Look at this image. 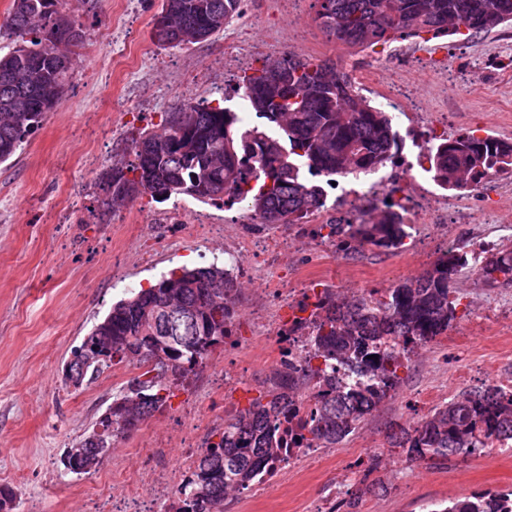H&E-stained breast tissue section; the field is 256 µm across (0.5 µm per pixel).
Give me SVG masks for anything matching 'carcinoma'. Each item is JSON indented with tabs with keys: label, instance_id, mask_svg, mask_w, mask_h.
<instances>
[{
	"label": "carcinoma",
	"instance_id": "carcinoma-1",
	"mask_svg": "<svg viewBox=\"0 0 512 512\" xmlns=\"http://www.w3.org/2000/svg\"><path fill=\"white\" fill-rule=\"evenodd\" d=\"M241 0H163L162 48L199 42L196 26L211 21L208 36L224 31L239 14ZM315 25L348 48L387 45L430 35L469 37L512 24V0H315ZM67 0H12L0 36L16 45L0 55V163L13 158L61 101L73 59L53 50L52 38L74 28ZM244 100L261 119L239 126L237 113L219 104H185L181 124L165 117L157 131L133 141L134 160L98 178L102 204L114 208L150 196L156 203L189 196L232 207L246 203L252 219L266 227L293 224L324 207L338 173L358 176L398 159L403 140L389 113L370 104L335 64L313 63L290 54L264 63L242 79ZM424 162L432 180L446 190L475 188L486 176L512 175V140L476 131L434 140ZM146 183L131 199L120 187ZM168 191L162 198L155 188ZM336 249L353 258L367 246L392 251L410 238L409 225L388 207L369 224H331ZM463 269L487 288L512 285V247L493 246L479 257L447 249L414 279L340 299L326 291L314 303V326L306 368L290 364L281 386L243 412L224 419L218 442L203 450L168 512H224L227 492L252 484L262 465L283 453L277 423L301 406L312 391V413L299 439L334 448L353 433L398 384V371L416 350L448 332L461 318L463 296L452 285ZM240 283L222 267L172 271L154 285L116 302L88 336L106 338L105 357L89 378L65 376L79 388L124 363H150L154 349L180 360L162 375L150 367L127 383L112 401V420L100 444L84 437L71 450L81 475L96 470L107 449L121 442L165 402L164 392L194 371L224 344L237 314ZM390 445L410 462L445 463L498 442L512 441V393L481 387L434 408L414 427H392ZM371 466L346 500L358 512L361 498L384 490ZM435 512H512V490L462 494Z\"/></svg>",
	"mask_w": 512,
	"mask_h": 512
}]
</instances>
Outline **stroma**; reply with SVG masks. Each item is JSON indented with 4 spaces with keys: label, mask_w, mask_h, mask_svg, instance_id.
<instances>
[{
    "label": "stroma",
    "mask_w": 512,
    "mask_h": 512,
    "mask_svg": "<svg viewBox=\"0 0 512 512\" xmlns=\"http://www.w3.org/2000/svg\"><path fill=\"white\" fill-rule=\"evenodd\" d=\"M159 6L160 0H70L83 39L71 48L67 93L14 160L0 164V486L14 489L20 512L33 502L42 512H79L98 475L65 474L64 453L135 373L122 365L74 388L62 377L73 348L130 293L173 269L224 261L194 225L171 230L148 224V217L177 208L220 224L243 212L239 205L227 209L187 196L161 204L145 197L112 212L102 205L99 174L131 161L132 139L184 104L222 101L243 112L234 85L261 69L270 51L283 49L288 26L309 27L312 62L331 61L345 71L363 64L372 72L387 64L374 49L337 47L313 27L314 0H302L288 23L271 0H242L229 36L167 49L150 38ZM230 38L245 49V64L225 66ZM448 46L466 75L460 85L464 99L447 104L451 134L476 129L512 139V71L495 67L497 58L512 56V36L504 30L452 36ZM443 249L432 243L424 258L404 263L398 253L368 247L352 261L310 241L280 263L265 264L259 282L244 283L236 299L238 350L211 354L214 367H223L228 355L250 367L234 410L248 409L267 390L272 339L257 335L250 318L260 290L292 280L293 261L329 282L358 274L366 287L387 288L420 275ZM454 285L468 297V317L405 362L397 389L353 433L289 470L267 488L265 499H242L238 512H318L331 488L341 482L354 491L374 463L388 490L364 496L360 512H425L464 493L512 488V447L487 448L439 466L408 462L389 445L390 423L415 425L435 406L501 374L512 375V361L502 356L512 339L501 335L512 323V287L485 289L466 270L455 275ZM456 368L469 381L456 382ZM190 397L189 391L171 390L163 407L124 440L119 457L139 467L141 439L174 427Z\"/></svg>",
    "instance_id": "stroma-1"
}]
</instances>
